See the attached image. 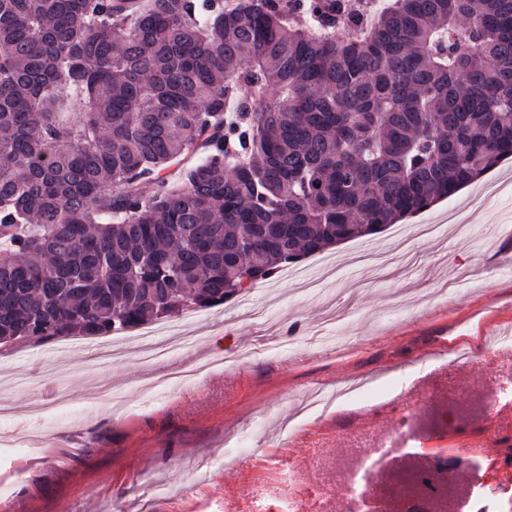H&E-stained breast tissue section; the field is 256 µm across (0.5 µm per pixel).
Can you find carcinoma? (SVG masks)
I'll return each mask as SVG.
<instances>
[{
  "label": "carcinoma",
  "instance_id": "carcinoma-1",
  "mask_svg": "<svg viewBox=\"0 0 512 512\" xmlns=\"http://www.w3.org/2000/svg\"><path fill=\"white\" fill-rule=\"evenodd\" d=\"M511 158L512 0H0V345L222 305Z\"/></svg>",
  "mask_w": 512,
  "mask_h": 512
}]
</instances>
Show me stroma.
<instances>
[{"label": "stroma", "instance_id": "obj_1", "mask_svg": "<svg viewBox=\"0 0 512 512\" xmlns=\"http://www.w3.org/2000/svg\"><path fill=\"white\" fill-rule=\"evenodd\" d=\"M461 211L466 224H452ZM441 227L414 239L385 269L350 263L361 249H390L392 229L330 249L337 278L322 279L305 259L315 292L282 276L258 283L251 304L202 308L188 319L194 336L181 358H226L196 383L145 397L139 384L154 364L136 356L101 359L98 342L56 338L0 349V400L18 410L0 420V512H349L350 475L387 439L402 406L430 407L417 426L424 439L397 447L382 468L374 512H399L405 474L446 484L434 512H468L473 470L455 454L479 443L464 423L480 402L449 399L452 385L491 390L512 370V344L486 346L512 332V161L411 218ZM470 358L449 364L448 343ZM354 381L396 390L399 404L338 402L323 417L299 412L314 392L336 398ZM457 409L461 421L448 420ZM29 451H21L19 436ZM249 449L226 467L238 437Z\"/></svg>", "mask_w": 512, "mask_h": 512}]
</instances>
